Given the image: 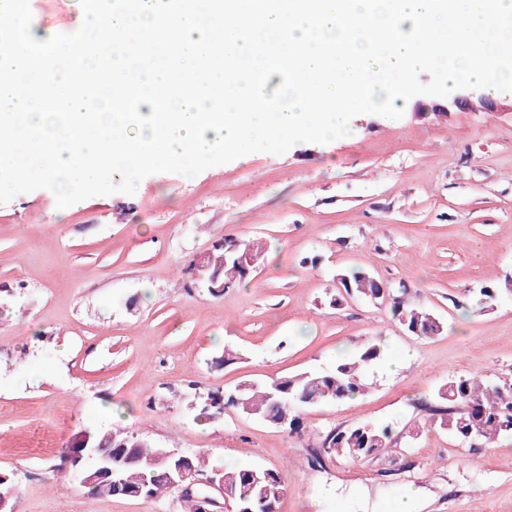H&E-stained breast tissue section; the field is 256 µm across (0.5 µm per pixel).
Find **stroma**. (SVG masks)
<instances>
[{
    "label": "stroma",
    "mask_w": 512,
    "mask_h": 512,
    "mask_svg": "<svg viewBox=\"0 0 512 512\" xmlns=\"http://www.w3.org/2000/svg\"><path fill=\"white\" fill-rule=\"evenodd\" d=\"M77 0H29L42 32L77 29ZM461 109L419 95L399 119L355 116L327 151L300 143L188 177L156 173L134 195L60 211L41 188L0 205V470L16 512H177L172 497L88 495L61 471L85 428L132 430L215 464L281 472L279 512H378L389 488L418 512H512V440L459 445L423 409L448 378L512 380V295L476 311L470 290L512 277V94ZM263 243L249 283L212 297L194 260L222 237ZM360 267L445 323L412 336L388 301L334 306L336 274ZM377 338L411 360L371 375L365 395L305 409L303 435L225 411L194 419L195 392L329 368ZM236 363L215 366L224 347ZM121 419L106 422L108 407ZM426 427L412 448L352 461L320 433L363 422Z\"/></svg>",
    "instance_id": "stroma-1"
}]
</instances>
